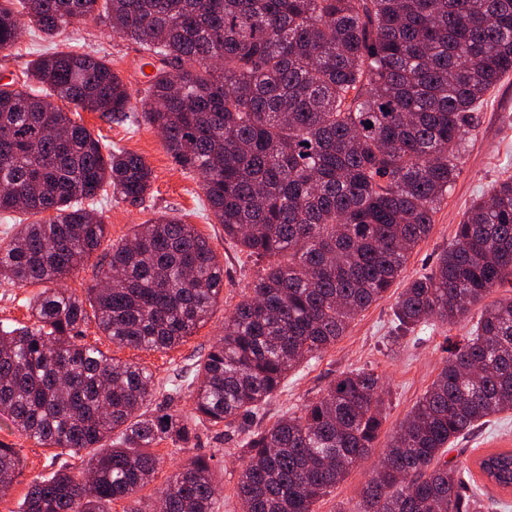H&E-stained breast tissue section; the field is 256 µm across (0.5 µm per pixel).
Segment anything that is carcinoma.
<instances>
[{"label": "carcinoma", "instance_id": "cac0c4a2", "mask_svg": "<svg viewBox=\"0 0 512 512\" xmlns=\"http://www.w3.org/2000/svg\"><path fill=\"white\" fill-rule=\"evenodd\" d=\"M103 22L151 60L140 117L162 133L172 164L202 176L224 238L261 264L224 318V336L170 380L79 341L86 307L115 346L164 351L210 318L224 267L193 225L164 212L112 246L79 297L57 284L96 253L98 197L138 201L151 188L143 156L105 145L81 112L129 117L131 95L104 56L63 50L0 83V215H41L0 240V279L44 288L32 326L0 328V416L77 455L89 477H36L19 512H105L134 499L161 458L199 423L240 438L241 512H316L368 457L386 421L379 375L352 370L319 397L257 427L288 375L321 357L382 299L425 240L459 177L458 156L483 97L512 73V0H0V50L26 26L48 39ZM372 128H367V125ZM512 179L464 214L453 243L394 303L408 333L475 320L390 435L358 512L507 508L447 448L512 411ZM481 306L478 317L472 311ZM480 476L512 490V449L481 456ZM207 457L176 470L163 512H218ZM19 476L0 447V488Z\"/></svg>", "mask_w": 512, "mask_h": 512}]
</instances>
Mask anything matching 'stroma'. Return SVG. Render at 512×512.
<instances>
[{
  "instance_id": "obj_1",
  "label": "stroma",
  "mask_w": 512,
  "mask_h": 512,
  "mask_svg": "<svg viewBox=\"0 0 512 512\" xmlns=\"http://www.w3.org/2000/svg\"><path fill=\"white\" fill-rule=\"evenodd\" d=\"M62 40L67 47L108 54L132 101L141 99L145 82L143 57L134 42L113 36L105 23L68 30ZM45 48L37 32L24 30L12 48L0 51V79L24 83L30 61ZM81 120L105 144L142 155L153 171V180L143 201L130 202L111 196L99 201L97 209L107 229L106 237L91 259L65 279V288L85 296L96 281L100 261L112 246L129 237L135 225L146 223L161 212L177 215L183 223L193 225L209 240L224 265V291L210 319L171 350L153 352L116 347L101 334L92 316L82 326L85 344L98 347L112 358L148 367L158 390L164 391L176 369L191 367L223 335L224 318L241 300L257 267L225 240L223 227L204 209L199 178L184 174L172 165L155 128L141 121L109 119L97 112L82 113ZM475 125L474 136L461 159L460 175L434 217L430 236L409 257L403 282L428 273L438 254L453 241L456 227L471 203L494 182L512 177V76L485 96ZM40 290L37 284L20 288L0 280V325L12 328L32 325L29 302ZM401 290V284L394 285L385 298L350 324L336 346L311 361L308 367L289 375L284 388L266 405L263 424H271L284 413L297 410L305 401L319 397L342 373L365 369L377 372L387 382L385 430L398 425L437 375L448 355L449 341L461 340L468 333L463 325L438 326L409 334L399 347L388 348L393 304ZM0 443L15 450L21 471L14 484L0 493V512H18L34 477H51L74 462L71 453L40 445L1 418ZM494 448H512V411L492 418L472 435L458 440L446 458L451 462L471 463ZM154 451L162 462L153 481L137 494L142 504L155 503L159 489L177 467L195 456L206 455L211 459L213 479L222 490L220 512H240L233 496L240 469L239 440L226 436L223 426L201 424L185 448L177 451L171 442L164 441ZM384 451L381 444L371 449L366 464L352 469L336 491L318 504L317 512H355L369 470L381 460Z\"/></svg>"
}]
</instances>
